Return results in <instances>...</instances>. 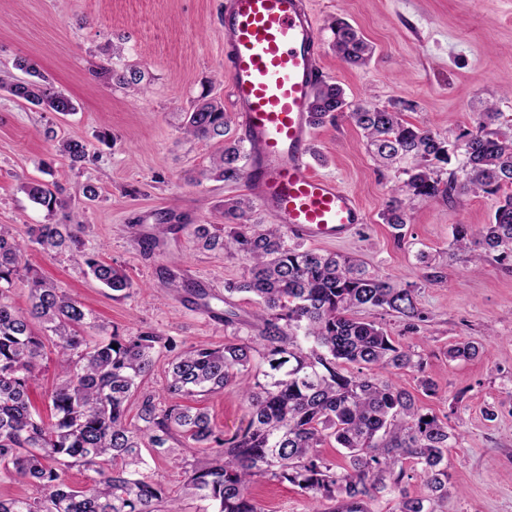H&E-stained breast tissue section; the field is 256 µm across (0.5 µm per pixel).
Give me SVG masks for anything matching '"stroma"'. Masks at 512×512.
Returning <instances> with one entry per match:
<instances>
[{
  "label": "stroma",
  "mask_w": 512,
  "mask_h": 512,
  "mask_svg": "<svg viewBox=\"0 0 512 512\" xmlns=\"http://www.w3.org/2000/svg\"><path fill=\"white\" fill-rule=\"evenodd\" d=\"M222 0H0V70L17 57L33 59L69 95V115L45 112L0 91V225L26 238L45 223L43 210L21 191L54 180L66 193L95 183L100 195L82 201L87 251L122 268L132 282L113 298L68 253L28 254L30 265L65 288L97 323L126 335L150 329L176 349L221 345L250 333L258 304L252 294L228 293L246 274L247 260L202 248L194 227L215 221L225 202L247 196L244 183L209 175L215 143L185 136L179 114L203 85L213 87L226 117L234 112L219 25ZM322 43L328 83L351 104L402 100L405 119L453 141L472 126L474 111L496 104L512 120V0H309ZM342 18L374 48L364 66L341 62L331 49L332 20ZM120 50L108 56L109 47ZM134 64L151 77L147 92L105 84L92 75L106 65ZM53 136H46V129ZM88 143L92 161L71 166L58 139ZM314 172L356 193L369 222L362 232L320 244L323 252L364 261L394 283L413 284L428 320L415 333L380 311L359 318L381 324L395 341L413 346L423 372L396 380L438 416L452 435L448 500L442 512H512V260L484 253L478 267L454 251L458 224L490 223L501 194H470L445 203L411 201L402 239L383 221L386 203L404 176L378 168L348 117L313 129ZM179 227L153 251L143 243L161 218ZM236 314L224 322V310ZM471 341L481 352L452 359L451 345ZM438 387L423 395L420 375ZM216 429L231 433L247 422L241 391L196 397ZM254 493L265 512H308L288 483L262 482Z\"/></svg>",
  "instance_id": "35a3bbf8"
}]
</instances>
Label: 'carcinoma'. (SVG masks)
<instances>
[{
    "label": "carcinoma",
    "mask_w": 512,
    "mask_h": 512,
    "mask_svg": "<svg viewBox=\"0 0 512 512\" xmlns=\"http://www.w3.org/2000/svg\"><path fill=\"white\" fill-rule=\"evenodd\" d=\"M332 49L350 65H366L372 48L341 18L331 23ZM15 68L31 76L0 75V91L67 115L76 111L71 97L56 90L37 65L20 58ZM107 83L143 90L144 70L134 66L102 67L95 72ZM406 106L347 101L338 84L322 83L310 106L313 125L343 114L358 127L375 163L407 176L383 212L397 237L406 225L407 202L453 199L468 194H496L512 188V139L496 125L502 113L487 107L473 113L472 129L450 145L426 127L403 118ZM182 129L190 137L221 145L211 168L226 182L245 177L241 139H230L222 102L206 92L183 113ZM461 148L460 173L443 177L450 148ZM57 152L71 165L89 156L87 143L61 139ZM21 189L48 215L64 221L31 228L28 242L0 226V469L35 485L40 497L2 498L0 512H161L170 502L165 489L145 475L142 449L178 463L181 453L196 457L185 470L182 495L202 502L198 512H263L251 495L260 480L287 482L308 499L332 506L316 512H376L379 499L396 495L389 512H440L448 498V425L420 411L414 395L393 375L421 374L424 394L437 393L424 375L422 355L393 339L380 325L354 316L359 309L382 310L398 317L408 332L427 320L418 307L417 289L398 286L369 271L362 262L288 244L280 224L258 228L235 220L253 209L239 198L220 212L234 223L195 226V237L209 249L241 254L248 276L226 288L229 294H253L259 304L257 335L224 345L192 346L169 361L167 406L142 398L136 421L127 418L128 401L155 368L156 355L173 344L153 330L121 335L117 330L91 342L97 329L92 313L56 283L28 265L27 248L71 252L92 276L113 292L132 287L128 276L84 250V224L70 198L53 182H26ZM453 244L472 253L495 251L512 259V193L504 196L493 221L474 228L457 224ZM26 273L30 306L20 311L4 302L20 273ZM58 357V382L50 394V421L43 420L30 398L45 343ZM479 347L460 342L448 357L472 358ZM360 369L352 372L345 366ZM237 383L247 405V424L232 434L215 429L210 415L179 403L187 397L219 393ZM332 440L344 450V463L324 458L320 447ZM74 467L85 484L73 487L63 474ZM421 479L425 493L411 497L401 487L406 468Z\"/></svg>",
    "instance_id": "carcinoma-1"
}]
</instances>
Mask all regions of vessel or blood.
<instances>
[{"label": "vessel or blood", "mask_w": 512, "mask_h": 512, "mask_svg": "<svg viewBox=\"0 0 512 512\" xmlns=\"http://www.w3.org/2000/svg\"><path fill=\"white\" fill-rule=\"evenodd\" d=\"M220 21L250 195L295 238H348L366 210L336 178L309 170V103L325 70L307 0H224Z\"/></svg>", "instance_id": "obj_1"}]
</instances>
